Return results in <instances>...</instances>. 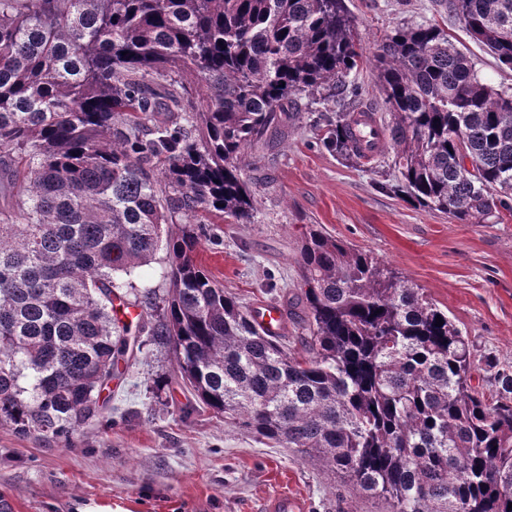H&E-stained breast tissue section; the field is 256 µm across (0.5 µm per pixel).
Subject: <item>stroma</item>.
<instances>
[{
    "instance_id": "1",
    "label": "stroma",
    "mask_w": 512,
    "mask_h": 512,
    "mask_svg": "<svg viewBox=\"0 0 512 512\" xmlns=\"http://www.w3.org/2000/svg\"><path fill=\"white\" fill-rule=\"evenodd\" d=\"M357 37L373 52L394 27L435 23L479 75L512 86L501 65L441 6L440 0H345ZM332 102L304 98L272 144L248 152L246 177L256 200L251 223L221 224V244L202 242L197 259L226 292L252 307L286 305L300 295L296 262L306 225L370 253L448 313L473 346L485 391L498 371L512 372V210L484 224H458L380 192L394 179L392 159L350 166L320 139V112ZM168 259L121 282L164 296ZM125 374L104 392L98 417L64 440L0 427V512H263L285 493L306 512H385L378 499H358L336 475L290 448L225 422L188 393L170 345L144 339Z\"/></svg>"
}]
</instances>
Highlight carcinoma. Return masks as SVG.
<instances>
[{
	"mask_svg": "<svg viewBox=\"0 0 512 512\" xmlns=\"http://www.w3.org/2000/svg\"><path fill=\"white\" fill-rule=\"evenodd\" d=\"M446 7L512 67V0ZM356 24L345 0H0V424L69 439L130 349L121 308L138 307V332L172 346L203 405L354 495L387 512H507L512 375L494 394L474 384L468 342L418 289L309 225L289 303L309 331L299 352L197 260L211 225L250 222L248 150L297 96L339 100L322 144L366 161ZM372 64L398 172L379 189L459 224L511 210L512 88L483 81L436 24L395 28ZM162 245L166 297L130 300L114 275Z\"/></svg>",
	"mask_w": 512,
	"mask_h": 512,
	"instance_id": "carcinoma-1",
	"label": "carcinoma"
}]
</instances>
